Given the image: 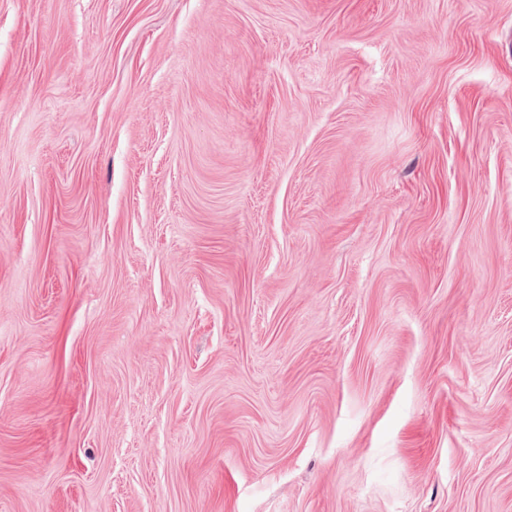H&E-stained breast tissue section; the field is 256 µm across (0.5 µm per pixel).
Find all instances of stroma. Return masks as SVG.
Listing matches in <instances>:
<instances>
[{
    "label": "stroma",
    "mask_w": 512,
    "mask_h": 512,
    "mask_svg": "<svg viewBox=\"0 0 512 512\" xmlns=\"http://www.w3.org/2000/svg\"><path fill=\"white\" fill-rule=\"evenodd\" d=\"M0 512H512V0H0Z\"/></svg>",
    "instance_id": "obj_1"
}]
</instances>
